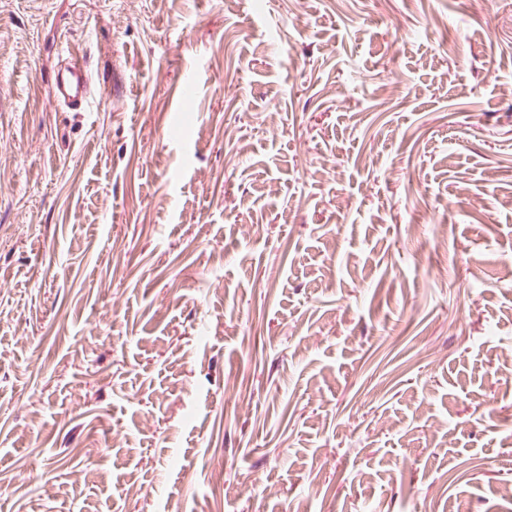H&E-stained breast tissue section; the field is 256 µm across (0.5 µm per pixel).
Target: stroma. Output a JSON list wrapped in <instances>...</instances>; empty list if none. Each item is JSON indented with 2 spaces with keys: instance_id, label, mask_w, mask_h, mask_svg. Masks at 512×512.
Returning a JSON list of instances; mask_svg holds the SVG:
<instances>
[{
  "instance_id": "35a3bbf8",
  "label": "stroma",
  "mask_w": 512,
  "mask_h": 512,
  "mask_svg": "<svg viewBox=\"0 0 512 512\" xmlns=\"http://www.w3.org/2000/svg\"><path fill=\"white\" fill-rule=\"evenodd\" d=\"M511 362L512 0L0 13V512H512ZM53 100L71 110H82L93 99V80L88 66L73 57L62 59L53 77Z\"/></svg>"
}]
</instances>
